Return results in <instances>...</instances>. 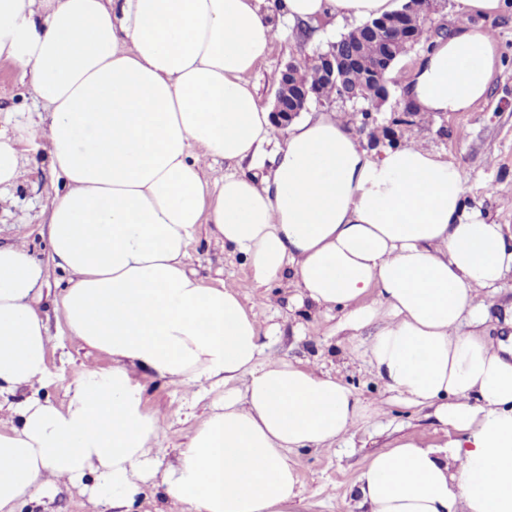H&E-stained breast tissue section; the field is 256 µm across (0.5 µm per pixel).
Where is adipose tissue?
<instances>
[{
    "label": "adipose tissue",
    "mask_w": 512,
    "mask_h": 512,
    "mask_svg": "<svg viewBox=\"0 0 512 512\" xmlns=\"http://www.w3.org/2000/svg\"><path fill=\"white\" fill-rule=\"evenodd\" d=\"M396 0H0V61L42 109L0 132V196L25 175L22 142L44 143L62 184L49 241L67 275L66 333L111 356L65 405L50 380L37 308L45 274L25 244L0 249V512L29 491L96 482L129 512L158 484L185 512H300L288 455L319 449L364 418L319 365L267 356L255 306L189 265L201 225L265 287L291 281L300 305L379 328L362 357L378 382L430 405L441 446L408 440L373 455L355 489L370 512H512V335L463 332L512 271V240L467 204L460 165L412 142L373 154L338 114L272 123L247 77L272 19L367 21ZM498 62L490 31L462 27L403 83L420 112L484 100ZM228 167L207 179L212 161ZM271 169H264V160ZM224 399L158 469L167 421L143 408L148 374Z\"/></svg>",
    "instance_id": "ef3b65f1"
}]
</instances>
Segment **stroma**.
<instances>
[{
    "label": "stroma",
    "instance_id": "1",
    "mask_svg": "<svg viewBox=\"0 0 512 512\" xmlns=\"http://www.w3.org/2000/svg\"><path fill=\"white\" fill-rule=\"evenodd\" d=\"M467 26L492 28L497 42L500 65L489 84L485 100L470 111L437 117L422 114L412 126H398L397 143L419 140L448 161L459 163L466 175L467 197L488 221L502 225L512 234V9L494 18L459 11L457 0H441L432 14L426 37L401 58L399 76L411 74L431 45L442 34ZM323 47L322 41L296 38L289 26L272 43L249 80L262 105H271L275 86L271 72L285 64L310 60ZM37 105L21 73L10 62L0 61V114L32 112ZM22 162L26 170L21 182L12 187L6 202L0 204V246L26 243L32 257L45 270L42 307L47 319L51 346L47 365L51 379L40 391L43 399L61 406L67 402V389L90 368L107 369L109 355L67 336L55 301L66 283L65 273L56 266L48 242L47 215L58 184L44 148L23 146ZM190 262L206 278L222 275L235 284L247 299L258 290L248 268L241 260L228 257L210 237L208 227H201L190 246ZM294 288L271 287L266 304L256 312L264 325L275 326L266 351L292 363H316L343 379L369 410L367 418L349 434L321 450H300L290 460L299 471L304 490L303 512H364L354 497V482L377 452L396 447L407 440L427 446L443 444L446 428L436 418L433 407L411 406L397 394L385 390L373 377L358 354L377 331L369 324L349 335L340 327L339 312L316 314L295 307ZM478 333L496 336L512 332V272L499 284L489 300ZM145 411L165 416L168 427L154 445V458L166 467L178 449L186 447L197 426L205 419L211 404L224 395L223 388H208L195 409H188V397L180 386L157 375L144 380ZM18 512H113L106 499H91L82 488L60 486L50 499L29 493L18 505Z\"/></svg>",
    "mask_w": 512,
    "mask_h": 512
}]
</instances>
